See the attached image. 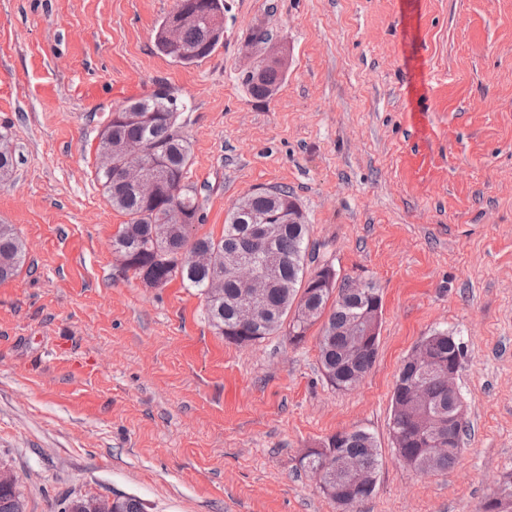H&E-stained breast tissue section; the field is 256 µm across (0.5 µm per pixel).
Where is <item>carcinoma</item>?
Returning <instances> with one entry per match:
<instances>
[{
    "label": "carcinoma",
    "instance_id": "carcinoma-1",
    "mask_svg": "<svg viewBox=\"0 0 512 512\" xmlns=\"http://www.w3.org/2000/svg\"><path fill=\"white\" fill-rule=\"evenodd\" d=\"M224 0H211L210 11L186 27L182 45L171 47L163 39L168 20L159 25L158 50L183 66H194L209 57L223 38L219 19ZM284 71L268 69L257 81H244L249 94L265 100L279 90ZM133 112H114L100 133L97 179L113 209L128 217L113 247L128 270L148 269L158 286L180 279L186 288L204 296L209 324L237 344H253L288 325V340L301 343L308 331L322 323L318 336L319 362L327 381L337 390L354 388L371 368L377 348L363 342L366 332L380 326L381 316L367 315L370 298L378 295L370 283L338 280L332 274L327 287L310 294L314 275L324 270L309 268L315 258L308 251V224L293 193L286 187H259L231 208L219 239L192 236L199 205L196 189L188 183L191 147L179 123L186 103L167 92H153L132 101ZM16 163L8 140L0 138V179L7 178ZM136 169L137 179L124 180ZM265 224L272 237L268 245L257 243L248 232L252 224ZM281 257L278 279L262 299L264 315L246 334H237L241 305L246 292L236 264L261 255L265 247ZM206 257L197 265L190 255ZM25 260L24 244L8 224H0V280L12 277ZM463 356V346L447 330L425 337L410 353L418 359L416 386H403L410 364L402 363L391 397L390 428L394 448L401 460L422 475L448 470L461 451L467 422L455 429L456 445L443 451L431 450L434 420L456 411L461 397L454 396L448 379L434 369L453 356ZM327 463L336 479V493L329 499L344 509L369 498L376 487L381 457L374 437L356 428L331 438L322 451H309L301 459L308 472ZM20 491L0 488V512H23ZM482 512H512V472L503 475Z\"/></svg>",
    "mask_w": 512,
    "mask_h": 512
}]
</instances>
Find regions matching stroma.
Here are the masks:
<instances>
[{"label":"stroma","mask_w":512,"mask_h":512,"mask_svg":"<svg viewBox=\"0 0 512 512\" xmlns=\"http://www.w3.org/2000/svg\"><path fill=\"white\" fill-rule=\"evenodd\" d=\"M176 0H0V136L16 152L0 224L25 245L0 282V464L24 512L135 496L147 512H341L301 465L362 428L381 454L357 512H480L512 471V0H224V42L185 67L154 35ZM281 42L260 101L243 43ZM167 85L188 103L192 234L285 186L318 263L378 289V355L339 391L318 328L238 345L195 289L145 286L112 249L123 214L96 178L115 110ZM458 335L471 431L422 476L392 447L404 357ZM284 71L279 68L268 69L257 81H242L249 94L257 100H265L279 90L284 81Z\"/></svg>","instance_id":"1"}]
</instances>
